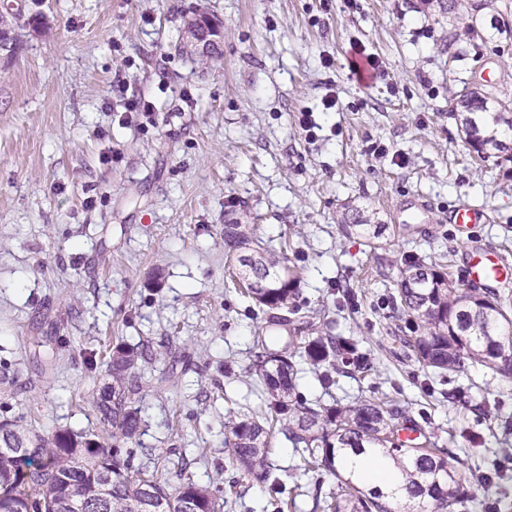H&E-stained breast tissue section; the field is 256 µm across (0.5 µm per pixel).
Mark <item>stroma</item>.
Returning a JSON list of instances; mask_svg holds the SVG:
<instances>
[{"label":"stroma","mask_w":512,"mask_h":512,"mask_svg":"<svg viewBox=\"0 0 512 512\" xmlns=\"http://www.w3.org/2000/svg\"><path fill=\"white\" fill-rule=\"evenodd\" d=\"M51 23L25 35L0 67V419L24 416L43 434L101 433L93 401L110 376L85 351L144 349L142 438L180 475L219 487L224 512H263L267 489L224 465L227 412L264 413L254 364L274 335L234 282L224 227L251 225L285 252L306 315L350 336L372 367L323 391L300 364L296 394L312 404L394 400L437 447L473 468L504 461L501 481L475 487L467 512L512 502V380L474 364L423 367L393 311L404 257L451 266L493 248L512 263V169L470 153L460 130L463 88L512 101V0H41ZM224 32L208 59L179 50L200 11ZM472 24L456 43L448 34ZM376 75L350 71L357 50ZM146 98L153 120L124 122ZM333 109H325L327 99ZM320 128L308 136L302 113ZM425 200L430 221L393 215ZM489 223L456 229L459 202ZM349 205L373 209L384 238L348 235ZM44 350H37L35 339ZM232 376H225V366ZM465 399L449 403V390ZM498 398L490 417L477 405ZM270 458L298 512H314L331 476L305 471L276 435Z\"/></svg>","instance_id":"1"}]
</instances>
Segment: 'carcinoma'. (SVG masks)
Masks as SVG:
<instances>
[{"label": "carcinoma", "instance_id": "cac0c4a2", "mask_svg": "<svg viewBox=\"0 0 512 512\" xmlns=\"http://www.w3.org/2000/svg\"><path fill=\"white\" fill-rule=\"evenodd\" d=\"M0 26L29 28L38 35L50 30L40 12L0 14ZM465 142L481 159L512 162V147L498 137L497 126L512 128L509 105L490 104V94L469 91L459 101ZM345 228L368 239L378 238L388 225L374 212L353 208L342 214ZM227 257L239 264L238 275L259 310L286 328L291 353L268 351L260 356V376L267 414L229 413L224 422V449L229 464L272 493L270 512L296 507L295 491L276 475L270 460L276 425L303 459L308 470H323L337 482L316 500L321 512H461L473 496V485L486 483L492 474L472 470L459 455L425 443L399 438L402 412L390 402L361 401L314 407L295 397L297 361L318 373L322 387L338 385L346 369L370 370L367 353L351 338L318 334L298 341V334L315 331L314 323L299 315L298 277L287 257L269 251L251 237L246 224L224 225ZM393 308L405 317L413 334L410 346L417 361L434 371L463 373L483 365L505 379L512 378V305L496 292L471 285L460 287L449 266L421 257L402 261ZM490 296L489 304L484 297ZM142 353L125 345L112 348V384L95 400L99 421L112 429V444L69 429L49 435L32 434L23 417L0 421V512H224V499L209 484L186 478L173 485L167 467L144 452L148 465L134 467L123 456L122 445L140 444L146 420L133 396L143 385L138 363ZM380 455L393 463L402 486L386 493L362 486L348 473L336 474V456ZM404 490L411 506L396 495Z\"/></svg>", "mask_w": 512, "mask_h": 512}]
</instances>
